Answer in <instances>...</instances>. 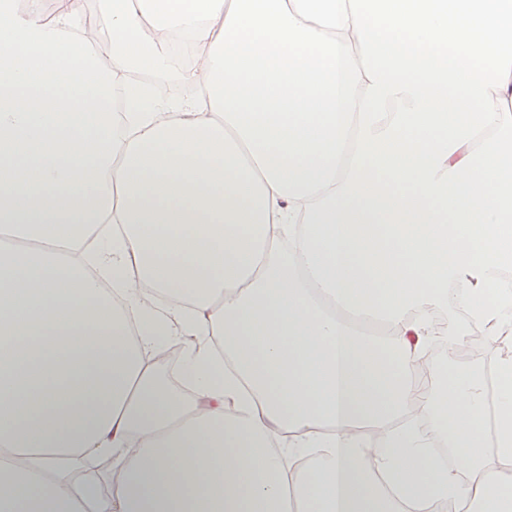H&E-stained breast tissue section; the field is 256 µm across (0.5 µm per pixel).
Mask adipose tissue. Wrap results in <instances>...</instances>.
I'll use <instances>...</instances> for the list:
<instances>
[{"label":"adipose tissue","mask_w":512,"mask_h":512,"mask_svg":"<svg viewBox=\"0 0 512 512\" xmlns=\"http://www.w3.org/2000/svg\"><path fill=\"white\" fill-rule=\"evenodd\" d=\"M100 3L0 0V512H512V0ZM186 69L187 67L185 65H181L173 60L170 65L161 69L133 74L131 76L150 83L156 95L162 99L183 101L193 98L196 95V92L193 91L195 87L181 79L180 74ZM142 75H146V77H142ZM460 310L456 311H448V308L441 309V312L445 317H447L449 320L455 321L459 325L462 326L465 332V341L469 340V337L472 336L473 331L471 330L470 326L468 325L467 321L461 320L459 318V312ZM485 343L482 340L481 336L474 337L472 336L470 338V341L467 343H463L461 346L456 348L453 352V356L455 357H470V356H482L486 353Z\"/></svg>","instance_id":"ef3b65f1"}]
</instances>
